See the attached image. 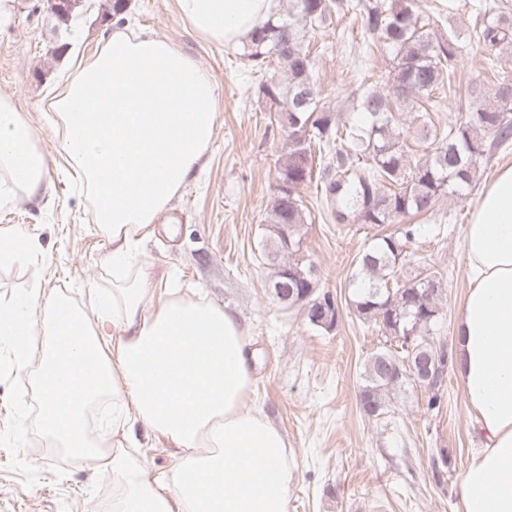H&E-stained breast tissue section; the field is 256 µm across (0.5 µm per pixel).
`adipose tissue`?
<instances>
[{
  "mask_svg": "<svg viewBox=\"0 0 512 512\" xmlns=\"http://www.w3.org/2000/svg\"><path fill=\"white\" fill-rule=\"evenodd\" d=\"M180 19L235 47L279 0H177ZM210 74L154 33L118 29L77 62L48 108L62 148L112 238V301L88 322L61 298L34 320L0 311L9 336L41 334L42 423L63 447L93 453L85 410L112 400L104 466L112 512H290L293 463L282 431L244 409L253 384L247 330L224 307L155 287L135 251L180 189L196 179L216 128ZM21 112L0 98V197L41 186L46 166ZM468 288L453 328L452 371L483 438L458 482L462 512H512V166L480 192L466 226ZM153 307H146V300ZM145 427L175 448L154 471L133 455Z\"/></svg>",
  "mask_w": 512,
  "mask_h": 512,
  "instance_id": "obj_1",
  "label": "adipose tissue"
}]
</instances>
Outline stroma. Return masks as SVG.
<instances>
[{
	"mask_svg": "<svg viewBox=\"0 0 512 512\" xmlns=\"http://www.w3.org/2000/svg\"><path fill=\"white\" fill-rule=\"evenodd\" d=\"M512 0H417L436 37L473 25L480 8ZM82 0L69 22L49 0H13L0 23V97L22 110L46 162L33 196L0 201V245H14L21 262L0 263V308L18 312L33 292L61 294L94 319L91 296H112V240L91 218L92 202L71 178L56 113L40 111L47 85L68 73L72 55H92L114 24L126 22L162 35L197 60L218 85L213 143L198 180L187 183L143 242L139 266L155 282L184 294L199 293L233 311L248 330L255 386L250 408L262 410L284 434L295 469L290 512H461L456 486L481 439L454 375H447L440 409L428 410L427 393L406 386L381 418L365 416L358 390L365 359L386 338L363 324L350 307L351 263L374 235L372 226L339 224L316 206V183L299 193L311 209L302 249L318 270L320 287L340 309L332 331L308 323L267 286L261 251L266 217L279 184L288 136L260 92L269 71H256L241 48L208 43L179 18L176 0ZM366 18L350 13L310 32L312 75L331 112H350L360 83L385 87L392 67L387 52L364 35ZM512 166V143L499 147L476 174L464 197H444L433 215L399 218L412 229L405 272L427 268L444 284L442 329L453 325L468 287L463 241L478 186ZM17 366L10 342L0 340V512H112L111 475L99 461L78 458L41 432L32 381L41 362L37 337ZM452 453L442 468L439 449Z\"/></svg>",
	"mask_w": 512,
	"mask_h": 512,
	"instance_id": "1",
	"label": "stroma"
}]
</instances>
